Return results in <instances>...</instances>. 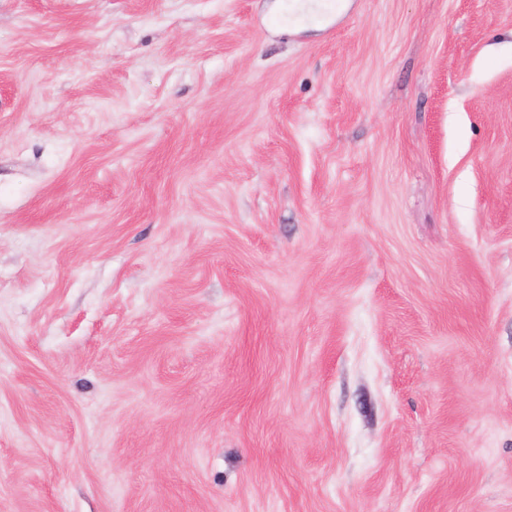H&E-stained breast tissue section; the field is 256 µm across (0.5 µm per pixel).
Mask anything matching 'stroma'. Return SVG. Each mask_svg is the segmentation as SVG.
<instances>
[{"mask_svg": "<svg viewBox=\"0 0 512 512\" xmlns=\"http://www.w3.org/2000/svg\"><path fill=\"white\" fill-rule=\"evenodd\" d=\"M0 0V512H512V0Z\"/></svg>", "mask_w": 512, "mask_h": 512, "instance_id": "35a3bbf8", "label": "stroma"}]
</instances>
